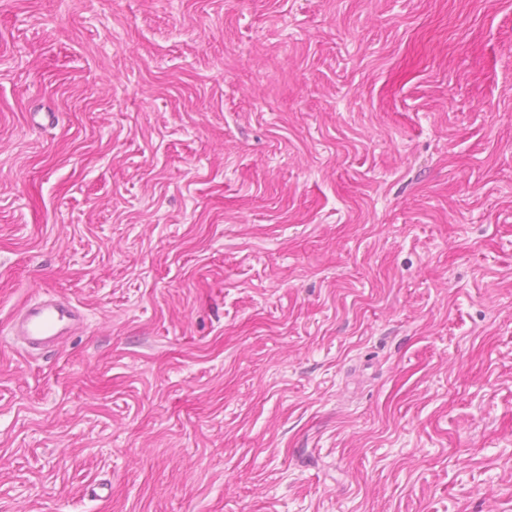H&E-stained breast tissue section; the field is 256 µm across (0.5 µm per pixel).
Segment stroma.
I'll list each match as a JSON object with an SVG mask.
<instances>
[{"mask_svg": "<svg viewBox=\"0 0 512 512\" xmlns=\"http://www.w3.org/2000/svg\"><path fill=\"white\" fill-rule=\"evenodd\" d=\"M0 512H512V0H0ZM80 322L79 310L69 301L45 297L23 308L13 336H19L28 349L50 350L72 336Z\"/></svg>", "mask_w": 512, "mask_h": 512, "instance_id": "obj_1", "label": "stroma"}]
</instances>
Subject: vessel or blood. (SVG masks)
<instances>
[{"instance_id":"obj_1","label":"vessel or blood","mask_w":512,"mask_h":512,"mask_svg":"<svg viewBox=\"0 0 512 512\" xmlns=\"http://www.w3.org/2000/svg\"><path fill=\"white\" fill-rule=\"evenodd\" d=\"M80 322L79 310L69 301L46 297L26 305L13 329L28 349L50 350L72 336Z\"/></svg>"}]
</instances>
